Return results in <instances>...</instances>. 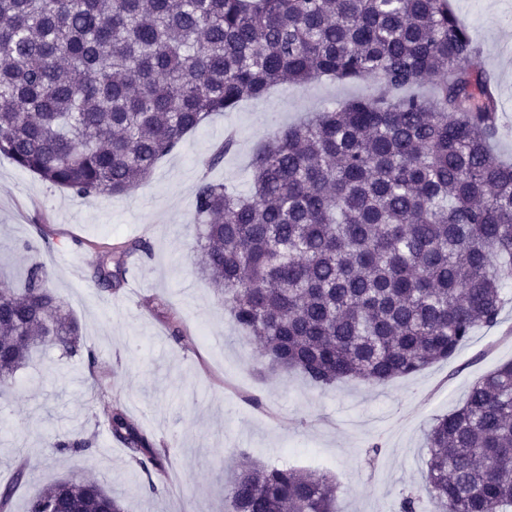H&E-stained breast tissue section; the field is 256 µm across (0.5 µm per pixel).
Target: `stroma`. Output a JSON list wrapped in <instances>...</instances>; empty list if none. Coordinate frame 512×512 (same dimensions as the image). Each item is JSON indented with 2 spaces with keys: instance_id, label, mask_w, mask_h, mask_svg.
I'll return each instance as SVG.
<instances>
[{
  "instance_id": "obj_1",
  "label": "stroma",
  "mask_w": 512,
  "mask_h": 512,
  "mask_svg": "<svg viewBox=\"0 0 512 512\" xmlns=\"http://www.w3.org/2000/svg\"><path fill=\"white\" fill-rule=\"evenodd\" d=\"M496 81L512 101V0H451ZM372 82L322 80L282 85L237 111L217 114L162 158L123 196L79 198L0 157V262L15 285L43 263L47 286L79 324V351L46 343L0 397V489L14 484L11 512L61 480L95 478L125 512H224V485L239 455L335 478L341 512H400L418 493L425 437L434 419L461 406L470 387L512 361V304L500 324L477 330L451 359L379 386L346 380L313 388L296 372L269 368L257 342L224 316V304L196 264L194 197L210 179L247 189L253 151L277 130L321 108L377 93ZM234 151L210 157L227 128ZM151 257L134 260L127 285L102 288L91 263L133 239ZM182 321L173 337L167 312ZM122 401L158 444L171 450L157 492L144 490L106 419ZM79 433L91 447L59 452L58 436ZM26 464L29 474L14 483Z\"/></svg>"
}]
</instances>
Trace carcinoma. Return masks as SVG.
<instances>
[{"label": "carcinoma", "mask_w": 512, "mask_h": 512, "mask_svg": "<svg viewBox=\"0 0 512 512\" xmlns=\"http://www.w3.org/2000/svg\"><path fill=\"white\" fill-rule=\"evenodd\" d=\"M479 48L450 0H0V157L79 198L120 196L213 113L284 84L373 80L284 128L245 192L202 179L193 229L224 313L271 367L328 389L414 374L500 323L512 286V164ZM431 76L433 93L408 92ZM142 240L93 266L116 288ZM78 324L34 262L0 280V383ZM150 491L158 448L117 402L107 420ZM91 440L58 438L60 452ZM421 491L436 512L512 509V363L434 420ZM231 512H340L326 475L243 462ZM123 512L98 481H59L27 512Z\"/></svg>", "instance_id": "carcinoma-1"}]
</instances>
